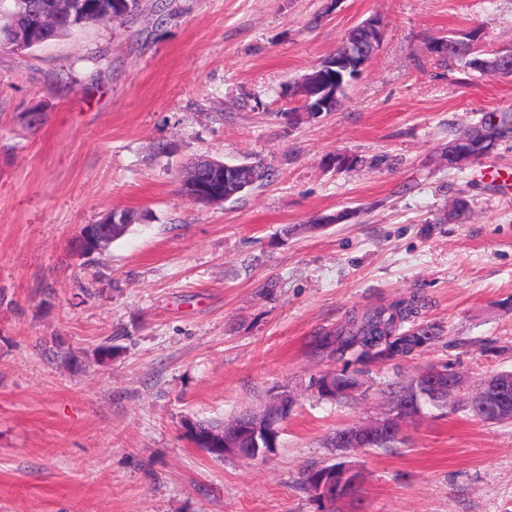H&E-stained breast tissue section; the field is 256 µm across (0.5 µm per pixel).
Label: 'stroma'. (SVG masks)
Here are the masks:
<instances>
[{
  "label": "stroma",
  "mask_w": 512,
  "mask_h": 512,
  "mask_svg": "<svg viewBox=\"0 0 512 512\" xmlns=\"http://www.w3.org/2000/svg\"><path fill=\"white\" fill-rule=\"evenodd\" d=\"M371 16L384 41L339 110L290 109L289 85ZM476 27L478 53L512 50V0H172L166 16L142 0L132 19L0 48V512H512V421L450 406L393 450L330 444L429 364L469 392L512 371V186L492 176L512 170V137L462 166L446 153L512 109V79L427 52ZM196 157L277 177L200 208L178 192ZM461 194L469 219L444 221ZM126 209L144 222L73 256L83 225ZM414 292L441 338L365 368L353 400L319 399L310 380L332 364L312 337ZM282 390L297 405L270 458L188 440L186 421ZM343 460L358 498L318 504L304 471Z\"/></svg>",
  "instance_id": "35a3bbf8"
}]
</instances>
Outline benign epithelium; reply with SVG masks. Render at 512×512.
<instances>
[{"label": "benign epithelium", "instance_id": "1", "mask_svg": "<svg viewBox=\"0 0 512 512\" xmlns=\"http://www.w3.org/2000/svg\"><path fill=\"white\" fill-rule=\"evenodd\" d=\"M384 34V22L377 16L368 18L366 47L358 52L350 50L340 53L336 58L335 68L354 69V75L362 73L369 60L379 49ZM319 85V75L314 72L306 75L300 81V88L295 97L304 105L306 112H322L328 104L320 102L311 105L313 91ZM216 160L204 159L195 162L194 170L197 177L192 180L195 188L206 196L205 205L224 202V190L211 187L203 182L207 172L215 167ZM221 168L229 172L239 184H247L253 179V172L241 164L230 165L221 163ZM131 213L122 214L114 211L106 215L96 224L84 225L73 242V255L82 258L88 249L105 250L112 241V225L124 224ZM423 376L424 391H408L405 398L389 406L386 413L375 421L365 425H355L346 428L338 442L348 449H358L362 444L375 438L391 435L400 429V424L420 416L417 407L420 398L434 401H449L463 387L464 380L459 372L439 365H429L420 370ZM512 390V371L498 372L485 379L477 392L469 397V402L483 405L491 409L494 415L501 414L497 403L503 401ZM294 407V401L286 394L280 395L264 412H255L248 420L233 421L224 429V437L212 448L206 449L215 456L238 457L249 460L266 458L273 449L266 446V439L276 431L280 424L279 414ZM360 482V470L357 465L342 462L325 471L324 475L308 483L307 488L311 497L317 500L329 501L338 494L350 493Z\"/></svg>", "mask_w": 512, "mask_h": 512}]
</instances>
